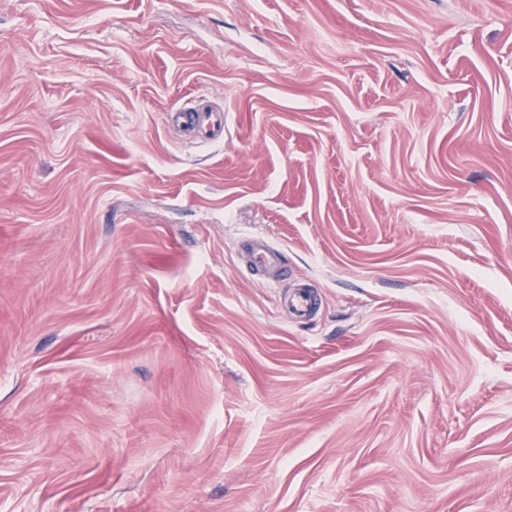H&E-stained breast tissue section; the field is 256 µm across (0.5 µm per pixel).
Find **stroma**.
<instances>
[{"instance_id":"stroma-1","label":"stroma","mask_w":512,"mask_h":512,"mask_svg":"<svg viewBox=\"0 0 512 512\" xmlns=\"http://www.w3.org/2000/svg\"><path fill=\"white\" fill-rule=\"evenodd\" d=\"M0 512H512V0H0ZM171 120L181 128L201 134L208 141L224 137V113L213 107L183 108L176 111ZM237 255L263 280L280 282L287 273L285 252L273 246L266 236L254 234L238 241ZM281 309L290 320L306 322L315 316L318 301L313 290L307 284L298 283L281 299Z\"/></svg>"}]
</instances>
